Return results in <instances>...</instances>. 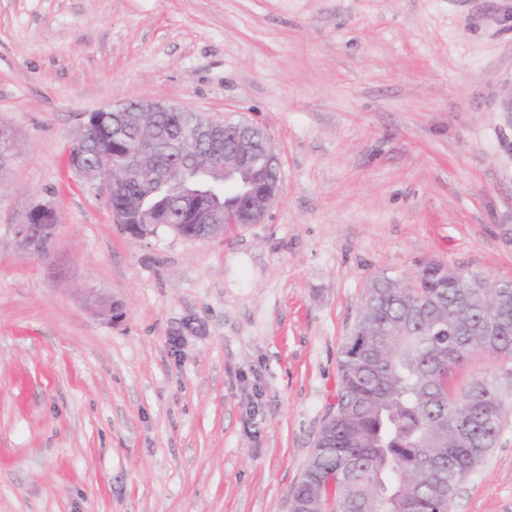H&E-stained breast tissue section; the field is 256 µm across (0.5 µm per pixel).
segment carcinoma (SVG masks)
I'll return each mask as SVG.
<instances>
[{
	"label": "carcinoma",
	"instance_id": "1",
	"mask_svg": "<svg viewBox=\"0 0 512 512\" xmlns=\"http://www.w3.org/2000/svg\"><path fill=\"white\" fill-rule=\"evenodd\" d=\"M120 152L112 166L123 194L112 207L132 211L130 224H167L185 237L202 225L187 205L169 200L163 178L195 173L190 112H163L160 139L148 166L123 157L144 151L136 114L103 113ZM382 274L365 290L363 323L354 328L339 363L335 411L289 497L302 502L311 487L323 512H448L460 485L496 443L504 400L490 382L455 389L456 369L478 352L512 365V288H491L477 272L454 286L438 263L420 269L414 288H396ZM389 483L374 493L378 477Z\"/></svg>",
	"mask_w": 512,
	"mask_h": 512
}]
</instances>
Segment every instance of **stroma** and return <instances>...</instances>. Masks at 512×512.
Returning a JSON list of instances; mask_svg holds the SVG:
<instances>
[{
    "mask_svg": "<svg viewBox=\"0 0 512 512\" xmlns=\"http://www.w3.org/2000/svg\"><path fill=\"white\" fill-rule=\"evenodd\" d=\"M129 100L263 127L266 221L114 224L69 154ZM0 124V512H285L371 282L512 280V0H0ZM477 379L503 422L449 512H512V375L479 353ZM31 211L35 216L42 220L43 224H41V228V225H39L40 223L38 222V218L35 216L27 218L25 217V222L23 224H26V228L28 230L27 233L29 241L27 242V245L32 247L33 250L37 249L39 241H41V233L43 231L44 233L47 234V244L44 248H41L40 252L36 255L45 256L49 252L50 245L56 235L58 225L52 224L56 213L51 206L42 203L35 204L34 206H32ZM23 224H20L18 226L17 235L20 238L23 247L30 253L35 255V253H33L32 250L29 247H27L23 241L24 236L26 234V229L24 228Z\"/></svg>",
    "mask_w": 512,
    "mask_h": 512,
    "instance_id": "1",
    "label": "stroma"
}]
</instances>
